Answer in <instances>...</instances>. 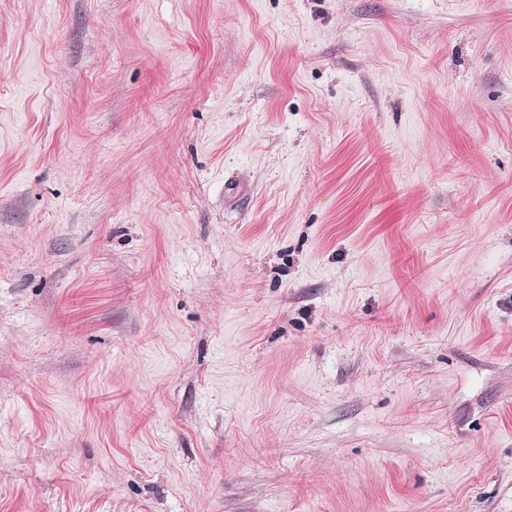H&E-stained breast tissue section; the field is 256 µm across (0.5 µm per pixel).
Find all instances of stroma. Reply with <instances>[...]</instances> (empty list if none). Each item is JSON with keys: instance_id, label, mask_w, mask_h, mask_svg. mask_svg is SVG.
<instances>
[{"instance_id": "stroma-1", "label": "stroma", "mask_w": 512, "mask_h": 512, "mask_svg": "<svg viewBox=\"0 0 512 512\" xmlns=\"http://www.w3.org/2000/svg\"><path fill=\"white\" fill-rule=\"evenodd\" d=\"M0 512H512V0H0Z\"/></svg>"}]
</instances>
